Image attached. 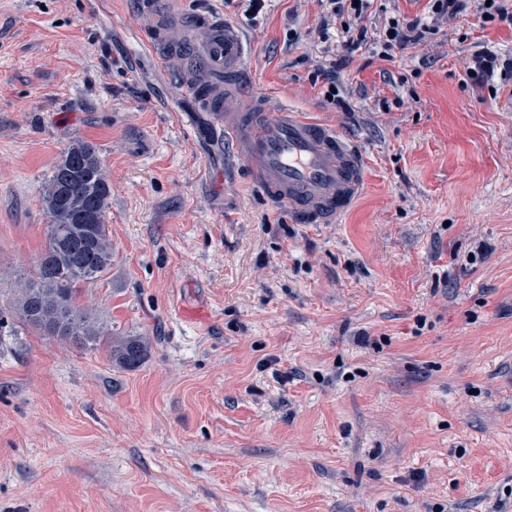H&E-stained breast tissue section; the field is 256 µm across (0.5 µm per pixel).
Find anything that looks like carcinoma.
<instances>
[{"label":"carcinoma","mask_w":512,"mask_h":512,"mask_svg":"<svg viewBox=\"0 0 512 512\" xmlns=\"http://www.w3.org/2000/svg\"><path fill=\"white\" fill-rule=\"evenodd\" d=\"M110 187L94 145L73 141L44 187L50 217L36 277L21 289L20 318L41 334L77 348L107 344L120 369L137 367L148 355L145 336L106 335L104 326L77 302L79 285L97 280L112 263L105 223Z\"/></svg>","instance_id":"cac0c4a2"}]
</instances>
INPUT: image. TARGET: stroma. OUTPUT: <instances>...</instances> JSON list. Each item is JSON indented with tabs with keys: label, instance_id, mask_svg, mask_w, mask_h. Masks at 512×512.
<instances>
[{
	"label": "stroma",
	"instance_id": "1",
	"mask_svg": "<svg viewBox=\"0 0 512 512\" xmlns=\"http://www.w3.org/2000/svg\"><path fill=\"white\" fill-rule=\"evenodd\" d=\"M138 4L0 0V512H512V78L467 76L512 28L470 12L383 61L321 42L318 0H184L240 27L253 92L363 151L344 222L300 226ZM75 140L111 189L112 265L78 302L149 337L132 370L12 309Z\"/></svg>",
	"mask_w": 512,
	"mask_h": 512
}]
</instances>
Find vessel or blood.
<instances>
[{"label":"vessel or blood","mask_w":512,"mask_h":512,"mask_svg":"<svg viewBox=\"0 0 512 512\" xmlns=\"http://www.w3.org/2000/svg\"><path fill=\"white\" fill-rule=\"evenodd\" d=\"M165 0H141L150 21L147 45L190 42L201 80L194 89L222 112L224 140L264 198L287 208L293 223L337 224L353 209L366 184V159L334 126L293 109L274 95L250 93L240 79L249 46L241 31L205 11L173 27ZM234 99L233 109L222 103Z\"/></svg>","instance_id":"obj_1"}]
</instances>
